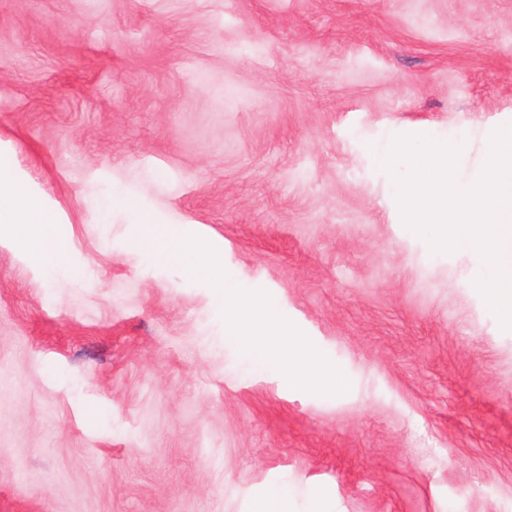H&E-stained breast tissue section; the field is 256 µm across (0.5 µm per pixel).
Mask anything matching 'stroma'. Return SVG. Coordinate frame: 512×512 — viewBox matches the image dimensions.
<instances>
[{"label":"stroma","instance_id":"obj_1","mask_svg":"<svg viewBox=\"0 0 512 512\" xmlns=\"http://www.w3.org/2000/svg\"><path fill=\"white\" fill-rule=\"evenodd\" d=\"M509 124L512 0H0V160L66 248L0 223V512H512V332L374 157L467 179ZM229 332L245 346L261 347L289 382L314 391H339L343 382L299 338H288L277 320L245 294L233 293L230 303Z\"/></svg>","mask_w":512,"mask_h":512}]
</instances>
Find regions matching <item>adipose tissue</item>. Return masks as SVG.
I'll return each mask as SVG.
<instances>
[{"label":"adipose tissue","mask_w":512,"mask_h":512,"mask_svg":"<svg viewBox=\"0 0 512 512\" xmlns=\"http://www.w3.org/2000/svg\"><path fill=\"white\" fill-rule=\"evenodd\" d=\"M0 223L15 224L37 248L52 243L53 219L0 164ZM229 332L241 344L261 347L289 381L314 391L340 390L343 382L298 338L284 339L277 320L245 294L231 296Z\"/></svg>","instance_id":"obj_1"}]
</instances>
